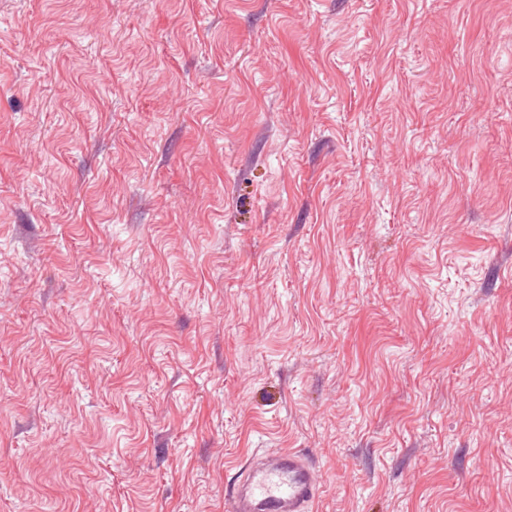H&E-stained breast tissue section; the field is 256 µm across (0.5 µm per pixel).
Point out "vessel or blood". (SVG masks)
<instances>
[{"mask_svg":"<svg viewBox=\"0 0 512 512\" xmlns=\"http://www.w3.org/2000/svg\"><path fill=\"white\" fill-rule=\"evenodd\" d=\"M320 485L307 455L296 450L254 451L224 494V512H315Z\"/></svg>","mask_w":512,"mask_h":512,"instance_id":"vessel-or-blood-1","label":"vessel or blood"}]
</instances>
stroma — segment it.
<instances>
[{
  "label": "stroma",
  "instance_id": "stroma-1",
  "mask_svg": "<svg viewBox=\"0 0 512 512\" xmlns=\"http://www.w3.org/2000/svg\"><path fill=\"white\" fill-rule=\"evenodd\" d=\"M512 512V0H0V512ZM320 485L315 467L297 450L254 451L224 493L225 512H314Z\"/></svg>",
  "mask_w": 512,
  "mask_h": 512
}]
</instances>
